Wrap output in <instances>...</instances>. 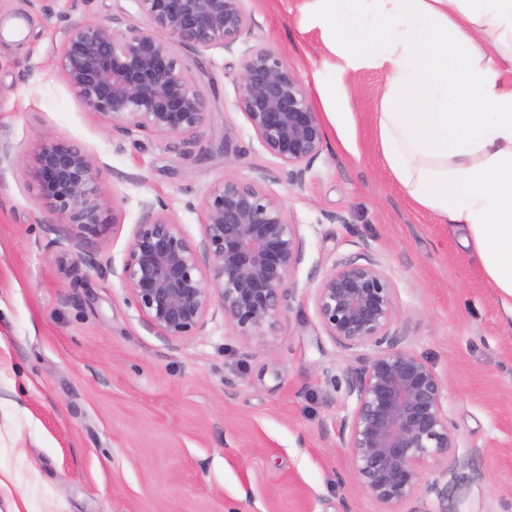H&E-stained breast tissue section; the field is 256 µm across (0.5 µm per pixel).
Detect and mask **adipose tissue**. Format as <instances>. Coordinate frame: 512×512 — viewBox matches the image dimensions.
<instances>
[{
    "mask_svg": "<svg viewBox=\"0 0 512 512\" xmlns=\"http://www.w3.org/2000/svg\"><path fill=\"white\" fill-rule=\"evenodd\" d=\"M350 70H385L393 180L458 235L512 315V0H303Z\"/></svg>",
    "mask_w": 512,
    "mask_h": 512,
    "instance_id": "1",
    "label": "adipose tissue"
}]
</instances>
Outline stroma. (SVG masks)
Returning <instances> with one entry per match:
<instances>
[{
  "mask_svg": "<svg viewBox=\"0 0 512 512\" xmlns=\"http://www.w3.org/2000/svg\"><path fill=\"white\" fill-rule=\"evenodd\" d=\"M50 6L0 0V512L14 492L27 512H377L338 437L361 362L326 335L309 296L335 263L363 260V238L398 289L394 328L442 377L458 452L471 457L447 502L427 495L417 512H512V321L458 237L389 177L375 129L385 72L342 73L300 0H250L253 42L282 55L324 129L299 187L234 107L238 54L178 48L209 104L186 157L172 138L121 139L56 67L71 27L111 22L130 0ZM229 124L245 155H225ZM45 140L98 160L120 220L84 235L79 265L57 245L75 227L53 223L30 175ZM260 176L304 240L277 326L246 342L217 311L199 335L165 340L111 272L144 203L164 201L197 244L208 190Z\"/></svg>",
  "mask_w": 512,
  "mask_h": 512,
  "instance_id": "35a3bbf8",
  "label": "stroma"
}]
</instances>
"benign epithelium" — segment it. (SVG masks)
<instances>
[{
	"mask_svg": "<svg viewBox=\"0 0 512 512\" xmlns=\"http://www.w3.org/2000/svg\"><path fill=\"white\" fill-rule=\"evenodd\" d=\"M136 21L124 27L86 21L69 30L57 68L82 104L109 129L179 138L190 144L208 113L201 85L174 52L220 45L240 55L236 109L262 148L302 186L324 139L302 81L279 52L251 42L248 0H130ZM224 154L245 149L235 126ZM37 190L69 224L87 232L105 223L96 158L62 141H44L32 156ZM127 256L112 268L149 327L169 341L198 335L220 309L244 340L279 322L297 289L303 257L300 224L257 180L226 178L201 203L203 238L196 245L160 201L144 204ZM84 262L80 238L56 242ZM327 336L345 351L374 350L348 382L353 408L339 427L357 484L380 512H414L422 492L448 497L446 479L469 459L445 409V385L424 359L401 346L393 330L398 296L372 259L345 262L311 293Z\"/></svg>",
	"mask_w": 512,
	"mask_h": 512,
	"instance_id": "benign-epithelium-1",
	"label": "benign epithelium"
}]
</instances>
